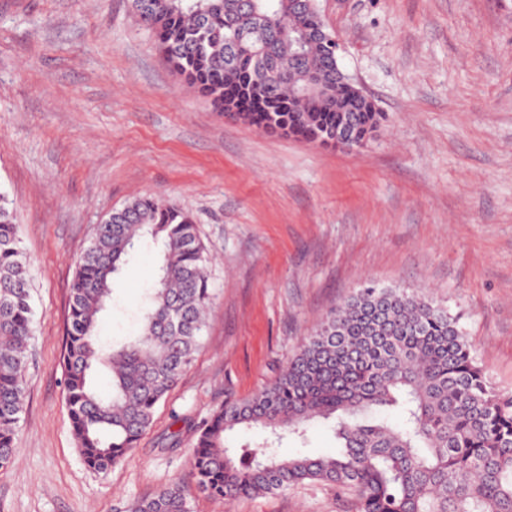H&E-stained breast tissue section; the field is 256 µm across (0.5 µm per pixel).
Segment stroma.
Wrapping results in <instances>:
<instances>
[{
  "label": "stroma",
  "instance_id": "obj_1",
  "mask_svg": "<svg viewBox=\"0 0 512 512\" xmlns=\"http://www.w3.org/2000/svg\"><path fill=\"white\" fill-rule=\"evenodd\" d=\"M352 82L387 119L360 149L263 133L169 67L129 0H0V194L16 209L35 340L0 512H128L190 482L225 396L272 382L368 282L447 307L512 394V0H317ZM152 195L188 213L214 297L201 344L137 447L107 472L75 444L62 362L76 260L97 224ZM151 241L114 283L103 339L137 331ZM279 455H334L329 424ZM191 512H348L305 483Z\"/></svg>",
  "mask_w": 512,
  "mask_h": 512
}]
</instances>
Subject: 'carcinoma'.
Listing matches in <instances>:
<instances>
[{"label": "carcinoma", "instance_id": "carcinoma-1", "mask_svg": "<svg viewBox=\"0 0 512 512\" xmlns=\"http://www.w3.org/2000/svg\"><path fill=\"white\" fill-rule=\"evenodd\" d=\"M168 64L220 112L260 130L323 145L344 125L355 87L344 77L326 103L298 95L301 67L326 60L322 39L288 67L296 30L323 26L292 0H131ZM383 114L354 113L364 146ZM80 256L71 285L63 365L77 448L93 470L122 461L150 428L156 407L191 363L211 288L206 249L190 216L141 197L112 212ZM149 236L160 263L138 334L113 344L98 335L113 282ZM34 310L14 209L0 195V467L14 457L25 404ZM111 373L107 395L93 384ZM335 420L341 451L278 458L231 448L229 433L259 427L273 441L304 437ZM196 487L231 501L305 482L351 494V512H512V396L495 392L471 354L459 318L426 296L367 283L331 308L279 376L212 413L191 451ZM180 483L134 503L132 512H190Z\"/></svg>", "mask_w": 512, "mask_h": 512}]
</instances>
